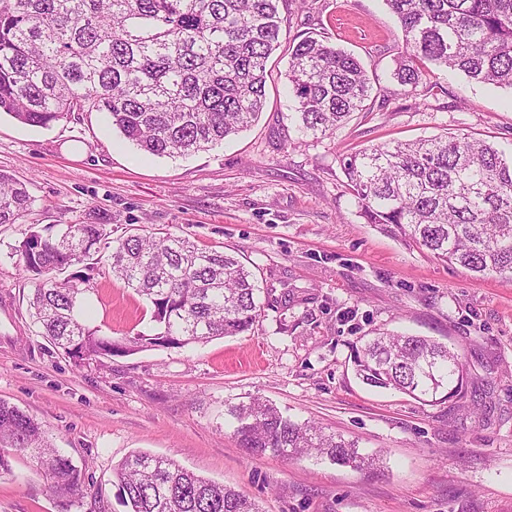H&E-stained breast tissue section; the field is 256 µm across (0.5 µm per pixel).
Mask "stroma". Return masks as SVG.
<instances>
[{
  "label": "stroma",
  "mask_w": 512,
  "mask_h": 512,
  "mask_svg": "<svg viewBox=\"0 0 512 512\" xmlns=\"http://www.w3.org/2000/svg\"><path fill=\"white\" fill-rule=\"evenodd\" d=\"M280 16L259 120L211 150L146 154L103 112L48 128L0 114V172L26 181L33 198L28 216L0 224V399L41 422L81 469L72 512H127L113 468L135 450L234 486L261 512H512V281L474 278L365 223L339 164L364 147L453 134L511 152L512 91L435 68L405 95L391 77L403 33L383 0H282ZM312 29L364 63L372 91L333 135L303 141L286 44ZM93 212L116 238L143 225L238 257L262 289L252 328L152 346L150 304L105 275L84 306L89 325L140 341L111 363L75 366L36 333L9 252L30 225ZM376 330L457 350L462 394L427 405L362 383L351 353ZM253 398L357 441L383 470L247 455L227 406ZM11 466L0 473V512H61L36 458Z\"/></svg>",
  "instance_id": "35a3bbf8"
}]
</instances>
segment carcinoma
Segmentation results:
<instances>
[{
	"mask_svg": "<svg viewBox=\"0 0 512 512\" xmlns=\"http://www.w3.org/2000/svg\"><path fill=\"white\" fill-rule=\"evenodd\" d=\"M279 0H0V112L47 128L77 112H106L141 150L188 156L246 130L266 100V64L280 46ZM405 51L393 76L414 88L430 67L512 89V0H384ZM297 131L325 137L363 110L371 90L364 64L308 31L290 48L286 73ZM361 217L409 247L477 277L512 280V153L467 134L396 141L340 159ZM26 184L0 172V224L27 216ZM31 287L38 335L74 363L100 364L133 351L79 319L97 276L123 280L152 306L150 344L183 348L248 331L259 316L254 274L238 258L142 225L112 238L109 222L29 230L11 247ZM76 267L66 278L59 275ZM353 350L363 382L427 403L462 389L459 352L425 336L378 332ZM233 435L252 455H313L357 471L377 455L315 424L284 416L268 400L231 405ZM36 454L66 502L81 471L42 423L0 400V470ZM129 512H260L231 485L200 478L174 461L135 452L115 468Z\"/></svg>",
	"mask_w": 512,
	"mask_h": 512,
	"instance_id": "cac0c4a2",
	"label": "carcinoma"
}]
</instances>
